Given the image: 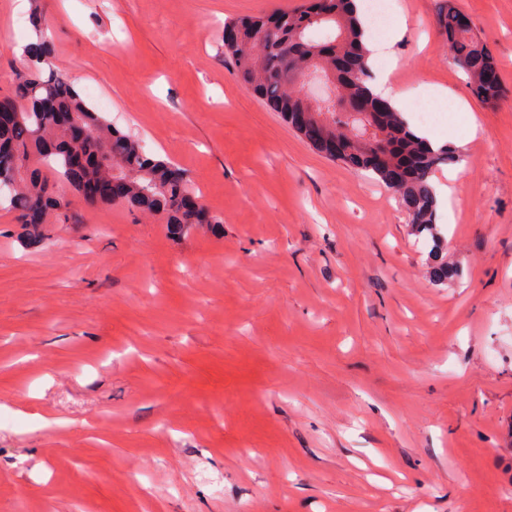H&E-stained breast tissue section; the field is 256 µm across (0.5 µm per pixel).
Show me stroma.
Returning a JSON list of instances; mask_svg holds the SVG:
<instances>
[{"mask_svg": "<svg viewBox=\"0 0 512 512\" xmlns=\"http://www.w3.org/2000/svg\"><path fill=\"white\" fill-rule=\"evenodd\" d=\"M453 2L506 98L471 95L442 0H389L377 49L408 120L469 107L431 126L459 171L437 286L393 191L224 55L225 21L300 0H0V98L40 7L53 65L223 222L175 240L59 184L78 221L28 246L0 205V512H512V0Z\"/></svg>", "mask_w": 512, "mask_h": 512, "instance_id": "stroma-1", "label": "stroma"}]
</instances>
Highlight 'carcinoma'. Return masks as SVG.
Returning a JSON list of instances; mask_svg holds the SVG:
<instances>
[{"instance_id":"cac0c4a2","label":"carcinoma","mask_w":512,"mask_h":512,"mask_svg":"<svg viewBox=\"0 0 512 512\" xmlns=\"http://www.w3.org/2000/svg\"><path fill=\"white\" fill-rule=\"evenodd\" d=\"M352 3L328 0L329 15L313 17L305 2L278 14L275 30L268 28L265 16L235 20L233 24L242 27L241 38L224 45V52L238 76L288 123H293L294 112L308 110L327 137L349 142V151L338 162L370 173L398 193L411 234L428 249L433 280L446 284L458 276V269L442 259L444 237L437 224V198L430 178L434 169L454 159V151L448 145L431 147L392 106L378 107L363 27ZM458 19L452 3L440 8L438 20L449 58L467 77L472 95L493 102L501 96L502 86L485 80V73L496 68L492 55L472 31L459 28ZM24 53L26 63L13 75L14 97L0 105V111L18 113L14 122L0 125V189L8 190V208L30 239L42 236L46 224L75 223L69 203L49 192L45 170L78 192L85 180L124 178V204L162 215L169 235L176 239L187 236L205 219L219 223L200 210L184 207L194 189L182 172L112 127L65 75L46 64L50 55L46 43L30 44ZM319 76L331 81L334 94L312 106L301 87L305 79ZM58 112L75 115L89 136L73 138L56 126ZM378 141L387 144L389 153L385 164L372 166L364 159V146ZM75 155L93 158V167L75 172L71 164Z\"/></svg>"}]
</instances>
